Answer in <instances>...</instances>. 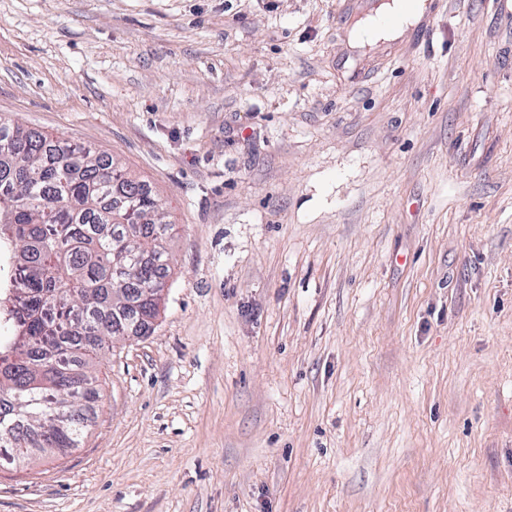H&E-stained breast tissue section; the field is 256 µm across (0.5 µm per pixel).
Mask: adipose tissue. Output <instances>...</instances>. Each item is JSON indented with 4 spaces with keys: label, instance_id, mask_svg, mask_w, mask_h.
I'll return each instance as SVG.
<instances>
[{
    "label": "adipose tissue",
    "instance_id": "ef3b65f1",
    "mask_svg": "<svg viewBox=\"0 0 512 512\" xmlns=\"http://www.w3.org/2000/svg\"><path fill=\"white\" fill-rule=\"evenodd\" d=\"M427 10L426 0H381L373 14L356 22L353 35L369 44L394 40L416 25Z\"/></svg>",
    "mask_w": 512,
    "mask_h": 512
}]
</instances>
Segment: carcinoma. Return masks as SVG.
Instances as JSON below:
<instances>
[{"mask_svg":"<svg viewBox=\"0 0 512 512\" xmlns=\"http://www.w3.org/2000/svg\"><path fill=\"white\" fill-rule=\"evenodd\" d=\"M170 230L149 187L113 159L0 118V449L77 448L94 360L113 336H147L168 275Z\"/></svg>","mask_w":512,"mask_h":512,"instance_id":"carcinoma-1","label":"carcinoma"}]
</instances>
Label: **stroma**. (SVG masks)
<instances>
[{"mask_svg": "<svg viewBox=\"0 0 512 512\" xmlns=\"http://www.w3.org/2000/svg\"><path fill=\"white\" fill-rule=\"evenodd\" d=\"M0 0V116L172 231L154 330L0 512H512V0ZM428 10L426 0H390L377 6L373 14L360 19L353 27L355 38L373 44L398 38L416 25Z\"/></svg>", "mask_w": 512, "mask_h": 512, "instance_id": "obj_1", "label": "stroma"}]
</instances>
